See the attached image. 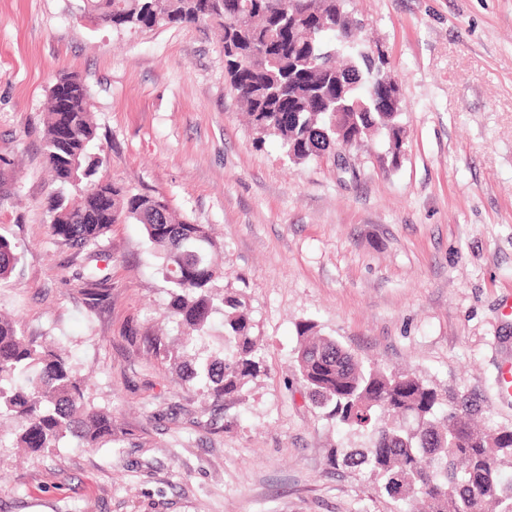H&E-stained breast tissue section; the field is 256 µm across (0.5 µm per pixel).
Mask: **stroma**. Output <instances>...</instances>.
I'll list each match as a JSON object with an SVG mask.
<instances>
[{"label":"stroma","mask_w":512,"mask_h":512,"mask_svg":"<svg viewBox=\"0 0 512 512\" xmlns=\"http://www.w3.org/2000/svg\"><path fill=\"white\" fill-rule=\"evenodd\" d=\"M77 6L0 0V234L20 256L0 314L71 351L113 441L0 448V512H391L329 465L368 437L326 421L296 379L304 319L363 361L472 394L480 429H512V0H352L401 86L395 169L376 147L295 164L276 140L255 145L217 28L116 30ZM62 72L90 91L105 177L164 195L221 243L218 285L245 302L264 357L232 408L155 349L177 330L142 225H113L90 255L49 236L42 131ZM96 267L97 301L81 279Z\"/></svg>","instance_id":"obj_1"}]
</instances>
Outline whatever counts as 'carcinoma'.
<instances>
[{
    "instance_id": "carcinoma-1",
    "label": "carcinoma",
    "mask_w": 512,
    "mask_h": 512,
    "mask_svg": "<svg viewBox=\"0 0 512 512\" xmlns=\"http://www.w3.org/2000/svg\"><path fill=\"white\" fill-rule=\"evenodd\" d=\"M80 17L101 26L142 30L215 23L224 30V71L255 133L273 138L302 163L336 156L374 137L387 145L391 167L403 152L402 104L384 108L390 92L386 60L355 38L362 22L350 0H82ZM88 87L74 74L56 77L49 92L43 146L59 192L49 205L50 235L79 251L114 224L144 227L166 283L167 311L180 336L163 346L185 384L202 388L228 409L260 373L261 361L245 302L217 286L216 241L202 224L171 211L165 199L104 181L106 157L90 152L97 126ZM15 244L0 235V280L18 264ZM223 316L222 348L205 357L188 344ZM293 367L312 403L336 425L367 433L364 448H335L330 465L368 474L377 494L409 512H512V482L499 470L512 460V429L494 433L473 424L476 404L448 396L417 373L364 363L312 320L296 324ZM0 420L11 443L38 454L70 438L84 448L112 442V411L89 398L68 351L28 336L0 318Z\"/></svg>"
}]
</instances>
